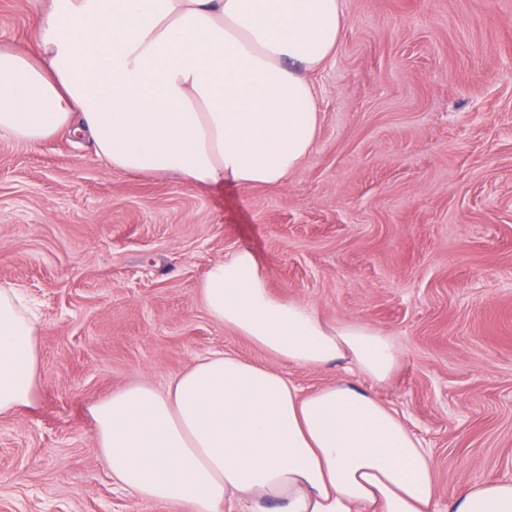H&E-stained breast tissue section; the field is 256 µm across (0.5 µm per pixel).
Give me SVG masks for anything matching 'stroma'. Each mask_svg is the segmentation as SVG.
I'll return each instance as SVG.
<instances>
[{"label":"stroma","instance_id":"35a3bbf8","mask_svg":"<svg viewBox=\"0 0 512 512\" xmlns=\"http://www.w3.org/2000/svg\"><path fill=\"white\" fill-rule=\"evenodd\" d=\"M311 76L320 129L285 184L196 190L109 170L64 130L0 135V283L40 314L37 405L0 416V512H191L117 487L88 405L209 352L271 356L214 323L203 274L238 249L274 294L402 350L376 387L429 448L439 497L512 479V0H344ZM33 0H0L29 52Z\"/></svg>","mask_w":512,"mask_h":512}]
</instances>
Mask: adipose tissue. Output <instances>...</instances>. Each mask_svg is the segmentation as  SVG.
<instances>
[{
	"label": "adipose tissue",
	"mask_w": 512,
	"mask_h": 512,
	"mask_svg": "<svg viewBox=\"0 0 512 512\" xmlns=\"http://www.w3.org/2000/svg\"><path fill=\"white\" fill-rule=\"evenodd\" d=\"M346 23L342 0H50L34 52L0 47V133L37 145L70 129L113 171L200 190L280 184L314 148L310 76ZM199 297L278 366L213 352L89 404L114 484L192 512H431L430 452L373 392L401 362L390 336L276 296L246 249L207 268ZM39 331L0 284V416L35 404ZM285 365L342 372L307 391ZM448 512H512V481L468 484Z\"/></svg>",
	"instance_id": "adipose-tissue-1"
}]
</instances>
